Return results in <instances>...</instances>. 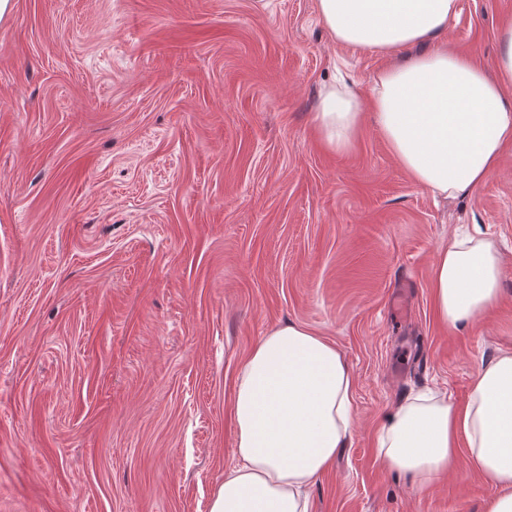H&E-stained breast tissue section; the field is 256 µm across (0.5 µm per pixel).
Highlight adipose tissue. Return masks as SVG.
I'll return each instance as SVG.
<instances>
[{
    "label": "adipose tissue",
    "instance_id": "adipose-tissue-1",
    "mask_svg": "<svg viewBox=\"0 0 512 512\" xmlns=\"http://www.w3.org/2000/svg\"><path fill=\"white\" fill-rule=\"evenodd\" d=\"M344 44L391 57L372 94L330 86L312 121L332 149L348 150L372 121L412 181L445 198L486 182L512 145V24L502 35L499 76L469 55L436 46L459 0H316ZM501 254L486 238L454 235L431 271L436 314L472 324L501 291ZM353 377L335 345L290 323L270 329L250 353L234 392L238 463L225 472L210 512H310L308 489L353 433ZM389 468L426 486L458 447L500 487L488 512H512V352L481 367L464 405L430 390L408 397L376 432Z\"/></svg>",
    "mask_w": 512,
    "mask_h": 512
}]
</instances>
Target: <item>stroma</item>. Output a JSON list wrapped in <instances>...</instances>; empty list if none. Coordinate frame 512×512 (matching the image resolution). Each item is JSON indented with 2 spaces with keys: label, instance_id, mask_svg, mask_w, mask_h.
<instances>
[{
  "label": "stroma",
  "instance_id": "obj_1",
  "mask_svg": "<svg viewBox=\"0 0 512 512\" xmlns=\"http://www.w3.org/2000/svg\"><path fill=\"white\" fill-rule=\"evenodd\" d=\"M512 0H459L438 44L496 74ZM387 63L334 40L316 0H9L0 16V512H209L232 398L287 322L336 345L354 429L311 512H487L458 449L420 487L375 433L410 393L464 404L512 351V146L482 185H416L372 123L345 152L320 88L369 98ZM504 258L465 331L431 269L457 228Z\"/></svg>",
  "mask_w": 512,
  "mask_h": 512
}]
</instances>
